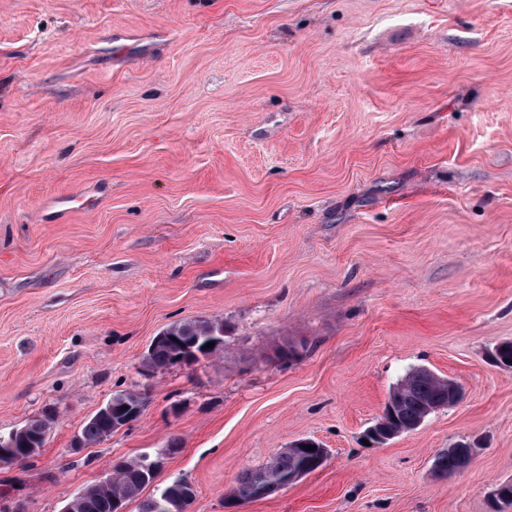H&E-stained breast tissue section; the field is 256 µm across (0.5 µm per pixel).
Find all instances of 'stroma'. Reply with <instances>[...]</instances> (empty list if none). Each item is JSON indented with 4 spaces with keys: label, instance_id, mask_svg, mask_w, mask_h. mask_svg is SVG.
Instances as JSON below:
<instances>
[{
    "label": "stroma",
    "instance_id": "35a3bbf8",
    "mask_svg": "<svg viewBox=\"0 0 512 512\" xmlns=\"http://www.w3.org/2000/svg\"><path fill=\"white\" fill-rule=\"evenodd\" d=\"M208 318L220 358L143 372L165 327ZM505 341L512 0H0V432L59 411L0 466V512H61L138 454L191 482L190 512H490ZM413 367L460 401L364 445ZM135 385L140 419L72 451ZM303 438L319 470L226 506ZM57 411L53 407L46 408L38 416L31 417L20 426L24 429H13L7 434L0 432V456L3 458L8 456V453L3 448H13L11 454L13 455L12 464H22L33 458L40 448L45 444L49 433L51 432L56 420ZM25 433V440L21 445L15 448L18 438ZM464 443H459L461 445ZM457 445V447H458ZM454 446L453 448H448L442 452H440L434 461V470L437 474L440 475H448L453 474L460 471L461 460L458 450H463L464 448H457ZM465 461L461 467V470H464L473 460L474 458V449L471 448L464 452Z\"/></svg>",
    "mask_w": 512,
    "mask_h": 512
}]
</instances>
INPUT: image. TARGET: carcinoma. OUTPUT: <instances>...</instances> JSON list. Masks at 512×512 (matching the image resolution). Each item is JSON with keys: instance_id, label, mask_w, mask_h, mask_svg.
Instances as JSON below:
<instances>
[{"instance_id": "obj_1", "label": "carcinoma", "mask_w": 512, "mask_h": 512, "mask_svg": "<svg viewBox=\"0 0 512 512\" xmlns=\"http://www.w3.org/2000/svg\"><path fill=\"white\" fill-rule=\"evenodd\" d=\"M168 336L175 337L172 342H151L145 360L147 366L155 372L164 371L174 365L191 364L199 361L190 357L194 352H201L202 357H216L221 350L207 354L203 346L214 336L224 335L222 319H186L176 321L164 329ZM399 396V403L394 405L385 421L381 422L377 434L380 437L389 432L404 433L418 428L428 413L441 407H448V384L440 380L439 375L423 368L409 371L393 388ZM113 411L137 409L144 411L148 402L146 391L125 389L112 395ZM57 420V411L53 407L43 410L39 415L27 419L23 424L25 440L11 450L12 462L22 464L33 458L45 444ZM112 415L96 411L81 427L79 436L84 446L91 447L112 436ZM327 449L307 451L303 448L295 451L280 452L265 465L248 471L240 476L230 497L238 502L257 499V493L265 489L270 493L284 489L296 482L297 474L308 467L316 454ZM461 460L458 448H448L440 452L434 461V470L440 475L460 471ZM152 484L151 476L146 470L142 457L134 456L120 461L112 467L111 480L103 484L99 481L90 484L72 496L73 512H111L112 501L125 505L138 501V512H168L173 500L185 497L184 489L190 487L189 481L176 478L147 498H140L141 493ZM498 495L492 499L494 512H500V505L512 506V480L498 484Z\"/></svg>"}]
</instances>
